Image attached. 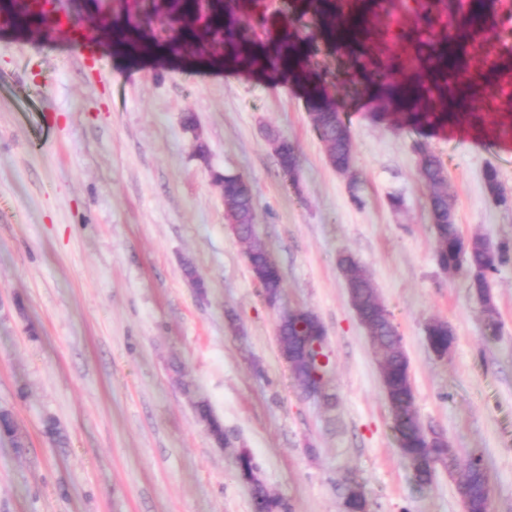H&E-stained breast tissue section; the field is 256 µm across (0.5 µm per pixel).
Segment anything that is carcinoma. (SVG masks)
<instances>
[{"label": "carcinoma", "instance_id": "1", "mask_svg": "<svg viewBox=\"0 0 512 512\" xmlns=\"http://www.w3.org/2000/svg\"><path fill=\"white\" fill-rule=\"evenodd\" d=\"M414 2L412 7L408 0H370L368 7L379 8L389 18L400 8H410L421 16L424 28L401 31L397 37L415 44L414 68L426 74L425 84L395 81L399 57L369 42V29L361 16L340 18L335 0H112V44L127 56L148 55L163 47L180 61L291 77L303 90L313 129L328 148L330 165L347 174L352 166V134L342 105L328 94L331 87L351 101L372 98L395 110L406 126L443 125L458 116L476 115V89L469 83L460 86L459 72L452 70L459 61L448 58V44L475 39L487 0ZM0 17L14 26L35 24L45 35L54 34L53 16L23 7L18 0H0ZM311 23L325 43L342 46L345 63L341 70L336 72L318 59L315 33L308 31ZM417 153L419 175L430 189L427 204L435 259L442 269L469 278L486 316L488 335L495 337L499 321L491 296V277L512 258V246L496 245L480 236L464 240L454 222L444 160L423 146L417 147ZM274 155L290 185L299 189L296 147L280 137ZM485 179L494 203L507 205L509 197L496 171L488 169ZM214 180L222 187L224 206L234 216L238 238L248 243L251 273L270 301L282 294L283 279L265 243L255 234L252 188L239 175L216 172ZM338 267L372 343L383 354L388 401L401 454L411 464L416 482L430 485L436 465L450 472L458 466L457 453L429 434L413 409L414 393L401 337L370 276L348 253L339 256ZM320 332L316 317L302 310L279 331L282 348L292 353L299 337L318 336ZM426 335L445 351L453 330L448 322L434 320L428 324ZM196 411L210 422L214 435L223 436L224 427L208 403H196ZM237 467L238 479L250 490L253 512H286L280 498L251 481L258 466L245 448L237 453ZM484 469L482 460H469L457 484L467 512H491ZM367 508L359 483L352 482L344 492L343 512H367Z\"/></svg>", "mask_w": 512, "mask_h": 512}]
</instances>
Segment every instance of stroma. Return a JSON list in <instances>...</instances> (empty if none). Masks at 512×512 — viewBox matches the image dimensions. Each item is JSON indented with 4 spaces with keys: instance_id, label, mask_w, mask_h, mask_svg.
<instances>
[{
    "instance_id": "obj_1",
    "label": "stroma",
    "mask_w": 512,
    "mask_h": 512,
    "mask_svg": "<svg viewBox=\"0 0 512 512\" xmlns=\"http://www.w3.org/2000/svg\"><path fill=\"white\" fill-rule=\"evenodd\" d=\"M503 14L493 5L483 38L464 48L483 134L464 122L398 129L376 102L348 101L349 176L329 164L287 77L132 61L108 35L0 31V407L24 442L0 438V512H252L239 448L290 512H341L350 474L370 512H465L458 475L440 466L419 487L400 453L343 252L393 314L420 422L460 460L482 455L492 512H512V262L491 280L501 330L489 338L466 277L435 260L415 152L445 160L463 239L512 243V206L494 205L485 183L496 169L512 197ZM273 133L298 150L299 189ZM217 172L252 187L257 235L283 274L279 309L227 226ZM283 308L322 322L335 407L304 395L281 357ZM434 319L454 331L443 359L428 347ZM200 398L232 447L198 421ZM50 418L63 443L46 434Z\"/></svg>"
}]
</instances>
